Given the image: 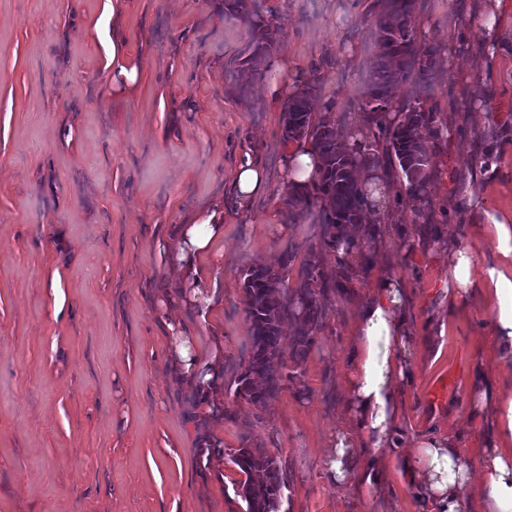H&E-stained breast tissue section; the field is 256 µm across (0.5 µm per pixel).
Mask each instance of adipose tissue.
Returning <instances> with one entry per match:
<instances>
[{"instance_id": "adipose-tissue-1", "label": "adipose tissue", "mask_w": 512, "mask_h": 512, "mask_svg": "<svg viewBox=\"0 0 512 512\" xmlns=\"http://www.w3.org/2000/svg\"><path fill=\"white\" fill-rule=\"evenodd\" d=\"M319 156L312 141L287 145L280 173L285 185L296 191L311 187L318 176ZM267 171L252 157L240 160L232 174L233 191L240 207H248L267 189ZM224 231V215L211 210L181 225L169 251L170 272L192 290L196 303L214 300L209 275L196 258ZM480 236L494 239L498 257L493 265L480 266L469 250L448 252L449 301H457L478 288L491 307L490 333L501 358L512 361V225L493 221L478 226ZM408 293L393 275L378 274L367 290L354 326V345L346 378L345 423L336 431L330 467L337 478L355 476L364 495L371 496L384 484L381 467L361 454V447L385 448L398 435L401 386L410 373L409 351L415 343L407 311ZM475 415L491 427L485 440L481 465L484 512H512V399L499 395L497 383L486 376L476 381ZM460 446L456 436L416 443L409 477L422 489L429 512H465L466 472L457 469Z\"/></svg>"}]
</instances>
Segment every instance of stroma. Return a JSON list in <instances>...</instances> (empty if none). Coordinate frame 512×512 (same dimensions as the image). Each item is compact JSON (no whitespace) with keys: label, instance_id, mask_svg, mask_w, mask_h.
<instances>
[{"label":"stroma","instance_id":"35a3bbf8","mask_svg":"<svg viewBox=\"0 0 512 512\" xmlns=\"http://www.w3.org/2000/svg\"><path fill=\"white\" fill-rule=\"evenodd\" d=\"M374 3L246 0L229 14L223 0H0V512H244L220 446L280 461L283 512H424L398 449L378 451L391 466L375 498L328 462L355 315L381 271L405 283L416 338L400 437L460 436L468 512H481L490 427L472 417L475 370L511 397L512 365L486 341L480 289L449 304L443 254L468 248L492 265L496 244L473 227L512 211V136L499 135L512 126V0H416V30L443 60L430 86L403 83L393 104L422 100L453 121L432 158L433 207L406 195L379 239L357 228L369 263L320 295L326 319L304 359L285 326L279 393L256 407L229 392L249 353L240 271L293 254L336 274L318 207L288 216L282 115L262 77L249 78L247 101L233 95L246 17L277 27L296 78L320 76L314 111L332 107L337 130L352 132L380 58ZM489 14L490 32L464 29ZM116 58L139 67L129 89L112 84ZM247 148L270 184L243 215L230 175ZM218 203L224 234L198 259L216 285L205 308L170 278L167 243ZM421 212L441 243L416 224ZM179 335L198 364L224 363L208 404L173 371ZM437 381L450 389L435 405Z\"/></svg>","mask_w":512,"mask_h":512}]
</instances>
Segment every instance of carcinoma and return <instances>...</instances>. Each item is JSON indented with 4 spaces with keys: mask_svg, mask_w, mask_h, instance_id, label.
Listing matches in <instances>:
<instances>
[{
    "mask_svg": "<svg viewBox=\"0 0 512 512\" xmlns=\"http://www.w3.org/2000/svg\"><path fill=\"white\" fill-rule=\"evenodd\" d=\"M381 16L377 21V40L381 49L377 77L365 102V124L358 130V141L348 149L339 141L336 117L331 107L313 112L311 101L317 96L320 79L312 75L302 90L286 101L282 132L286 141L310 138L314 141L321 167L320 176L304 195L288 190L291 216L300 218L304 209L321 205L322 243L336 252L344 245L345 256L338 258L336 285L349 280L357 269L348 266L345 257L363 253L361 243L345 234L366 223L365 208L371 205L376 187L357 179L359 166L371 160L370 152L385 155L397 190L410 196L427 194L433 177L432 157L444 139L437 113L424 103H411L394 112L392 89L409 80L428 83L432 79L439 49L420 43L413 25L415 0H377ZM278 30L259 18L249 29L246 47L234 69L261 75L266 61L277 51ZM293 256L278 268L253 265L240 278L246 303L251 345L243 371L235 380L234 397L253 406H262L281 388L283 380L282 331L288 323L295 326V360L305 357L315 333L322 329L326 312L319 295L327 278L315 263L303 260L295 287H289ZM243 480L237 483L236 495L245 503V512H281L285 477L278 461L252 448H238L230 454Z\"/></svg>",
    "mask_w": 512,
    "mask_h": 512,
    "instance_id": "carcinoma-1",
    "label": "carcinoma"
}]
</instances>
